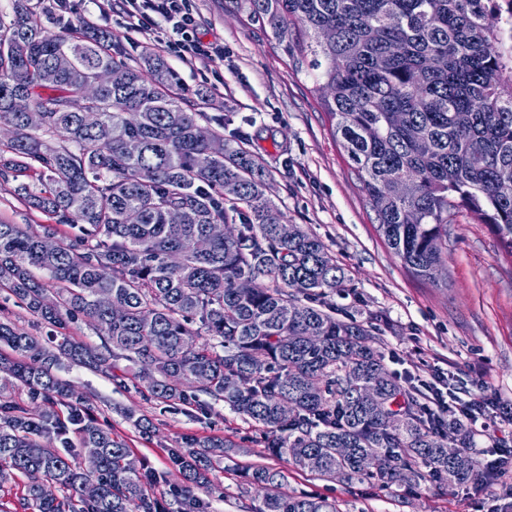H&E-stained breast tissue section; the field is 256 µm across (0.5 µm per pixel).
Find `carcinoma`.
Masks as SVG:
<instances>
[{
    "label": "carcinoma",
    "mask_w": 512,
    "mask_h": 512,
    "mask_svg": "<svg viewBox=\"0 0 512 512\" xmlns=\"http://www.w3.org/2000/svg\"><path fill=\"white\" fill-rule=\"evenodd\" d=\"M224 9L272 35L318 83L331 136L411 276L432 281L445 266L461 209L492 225L512 258V197L499 192L512 181V0H224ZM60 54L73 60L66 72L53 68ZM22 94L40 110L33 122L14 110ZM0 124L12 129L0 166L39 176L17 192L76 230L0 221V285L44 322L82 315L102 338L94 348L64 335L53 351L0 323V380L31 394L29 406L0 394V476L27 478L26 512H167L151 493L159 483L182 512H206L194 488L226 448L191 438L167 450L161 473L136 465L55 377L61 355L109 376L125 360L157 401L198 392L222 401L301 472L410 492L420 481L476 483L461 426L426 415L371 330L335 316L329 297L343 269L315 234L281 236L265 170L189 107L163 57L145 48L130 63L92 22L55 31L30 0H11L9 20L0 15ZM213 224L237 233L197 251ZM373 382L380 408L362 399ZM285 482L281 471H253L258 512H338Z\"/></svg>",
    "instance_id": "carcinoma-1"
}]
</instances>
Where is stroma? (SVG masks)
Returning <instances> with one entry per match:
<instances>
[{
  "label": "stroma",
  "instance_id": "1",
  "mask_svg": "<svg viewBox=\"0 0 512 512\" xmlns=\"http://www.w3.org/2000/svg\"><path fill=\"white\" fill-rule=\"evenodd\" d=\"M32 4L56 31L92 20L109 34L113 51L126 57L136 58L149 43L127 27L120 0L106 16L92 0H73L62 15L52 0ZM194 6L208 38L223 42L224 66L212 73L174 57L168 63L190 93L207 94L204 110L223 122L225 138L241 143L264 167L286 222L319 236L343 268L344 286L331 296L337 317L372 327L389 369L403 381L428 382L441 372L462 400L512 403V258L494 230L459 211L448 236L447 279L413 278L379 235L375 212L329 133L311 79L258 26L226 12L224 0H195ZM36 180L32 172L0 176V221L49 223L15 193L19 184ZM57 374L85 398L89 417L125 440L144 467L163 470L167 448L185 437L231 440L209 483L197 491L208 512H258L261 500L245 475L260 466L287 471L288 493L329 498L340 512H512V472L476 488L442 490L424 482L415 494L324 479L271 457L253 423L223 403L210 400L202 410L179 401L160 404L146 399L142 379L125 372L118 383L67 360ZM136 415L151 420L152 435L139 432Z\"/></svg>",
  "mask_w": 512,
  "mask_h": 512
}]
</instances>
